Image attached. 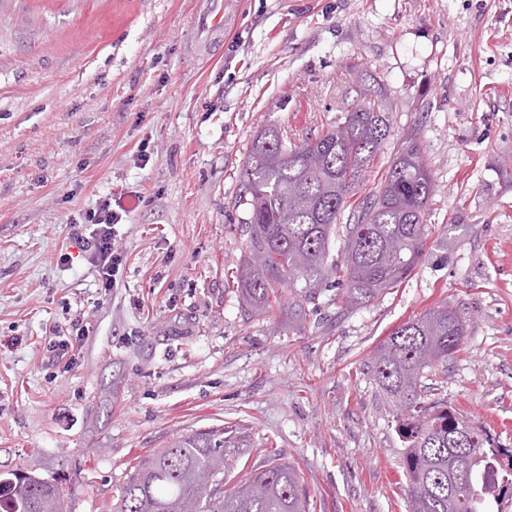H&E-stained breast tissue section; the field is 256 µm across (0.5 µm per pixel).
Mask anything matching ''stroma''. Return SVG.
I'll return each mask as SVG.
<instances>
[{
	"instance_id": "obj_1",
	"label": "stroma",
	"mask_w": 512,
	"mask_h": 512,
	"mask_svg": "<svg viewBox=\"0 0 512 512\" xmlns=\"http://www.w3.org/2000/svg\"><path fill=\"white\" fill-rule=\"evenodd\" d=\"M0 0V472L109 512L133 466L212 426L226 487L293 465L310 512H406L404 444L365 365L445 302L468 324L429 399L512 448V0ZM385 90L418 130L433 232L401 287L344 310L335 287L248 316L235 200L255 134H315ZM145 154H138V146ZM111 200L123 257L103 291L70 222ZM90 333L65 366L52 330Z\"/></svg>"
}]
</instances>
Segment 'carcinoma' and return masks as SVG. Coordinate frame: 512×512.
<instances>
[{
    "label": "carcinoma",
    "mask_w": 512,
    "mask_h": 512,
    "mask_svg": "<svg viewBox=\"0 0 512 512\" xmlns=\"http://www.w3.org/2000/svg\"><path fill=\"white\" fill-rule=\"evenodd\" d=\"M384 101L369 100L302 139L277 125L254 137L238 199L248 213V259L233 275L248 312L273 313L281 288L300 281L309 302L331 276L344 306L356 308L400 287L426 256L433 180L417 132L402 138L371 193L351 203L391 136ZM466 333L458 309L435 305L394 327L367 364L405 444L407 512H491L512 494V451L494 447L447 402L421 400L423 380L447 371ZM464 431L466 470L456 475L454 438ZM237 447L220 427L174 438L129 472L112 512H309L299 474L287 463L252 470L243 484L225 489L224 449ZM0 487V512H64L55 483L11 472Z\"/></svg>",
    "instance_id": "carcinoma-1"
}]
</instances>
